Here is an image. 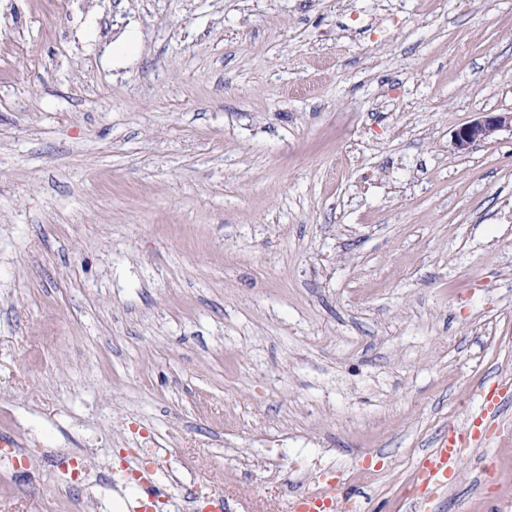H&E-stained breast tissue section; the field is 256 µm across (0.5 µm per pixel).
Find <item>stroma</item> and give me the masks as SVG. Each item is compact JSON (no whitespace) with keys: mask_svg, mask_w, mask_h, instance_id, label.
<instances>
[{"mask_svg":"<svg viewBox=\"0 0 512 512\" xmlns=\"http://www.w3.org/2000/svg\"><path fill=\"white\" fill-rule=\"evenodd\" d=\"M489 111L512 0H0V512H135L142 446L165 512L312 469L342 512L503 505L512 131L451 144ZM464 448L453 437H448L439 448L425 459L422 471L426 480L447 486L459 473V463L462 460Z\"/></svg>","mask_w":512,"mask_h":512,"instance_id":"1","label":"stroma"}]
</instances>
